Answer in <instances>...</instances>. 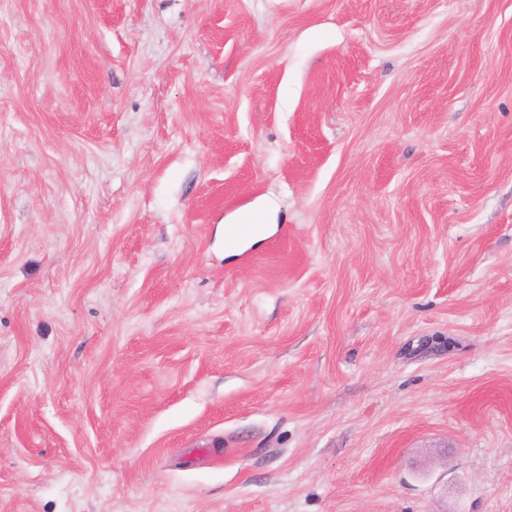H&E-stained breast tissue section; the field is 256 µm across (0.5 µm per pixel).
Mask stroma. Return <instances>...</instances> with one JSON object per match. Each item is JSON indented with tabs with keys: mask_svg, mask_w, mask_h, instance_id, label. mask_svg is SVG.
I'll use <instances>...</instances> for the list:
<instances>
[{
	"mask_svg": "<svg viewBox=\"0 0 512 512\" xmlns=\"http://www.w3.org/2000/svg\"><path fill=\"white\" fill-rule=\"evenodd\" d=\"M0 512H512V0H0ZM270 207L265 205L262 209L251 210L240 214L237 219L228 224H236L228 231L229 240H241L253 232L261 224H271L268 222Z\"/></svg>",
	"mask_w": 512,
	"mask_h": 512,
	"instance_id": "35a3bbf8",
	"label": "stroma"
}]
</instances>
